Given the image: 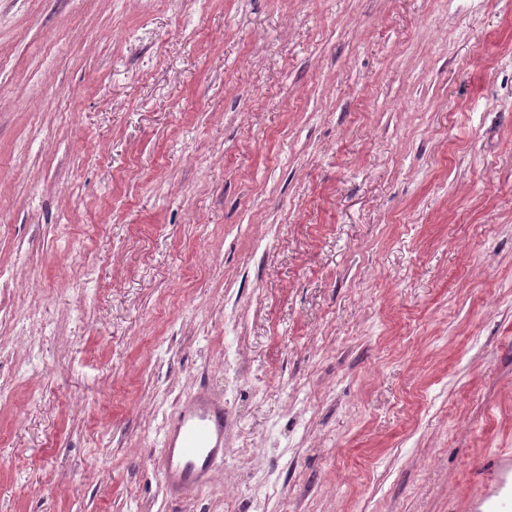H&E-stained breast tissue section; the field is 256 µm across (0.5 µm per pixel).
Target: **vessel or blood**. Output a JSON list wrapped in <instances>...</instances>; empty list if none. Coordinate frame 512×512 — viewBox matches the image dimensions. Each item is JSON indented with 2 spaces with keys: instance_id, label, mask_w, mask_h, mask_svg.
<instances>
[{
  "instance_id": "b4317fda",
  "label": "vessel or blood",
  "mask_w": 512,
  "mask_h": 512,
  "mask_svg": "<svg viewBox=\"0 0 512 512\" xmlns=\"http://www.w3.org/2000/svg\"><path fill=\"white\" fill-rule=\"evenodd\" d=\"M228 415L223 401L201 390L168 424L163 441V480L173 499L205 487L215 461L224 455Z\"/></svg>"
}]
</instances>
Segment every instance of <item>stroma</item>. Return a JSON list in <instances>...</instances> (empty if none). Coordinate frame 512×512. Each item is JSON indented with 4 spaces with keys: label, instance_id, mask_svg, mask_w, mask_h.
<instances>
[{
    "label": "stroma",
    "instance_id": "35a3bbf8",
    "mask_svg": "<svg viewBox=\"0 0 512 512\" xmlns=\"http://www.w3.org/2000/svg\"><path fill=\"white\" fill-rule=\"evenodd\" d=\"M0 512H512V0H0ZM228 415L224 402L202 389L168 424L163 441V480L177 500L205 487L215 461L224 457Z\"/></svg>",
    "mask_w": 512,
    "mask_h": 512
}]
</instances>
